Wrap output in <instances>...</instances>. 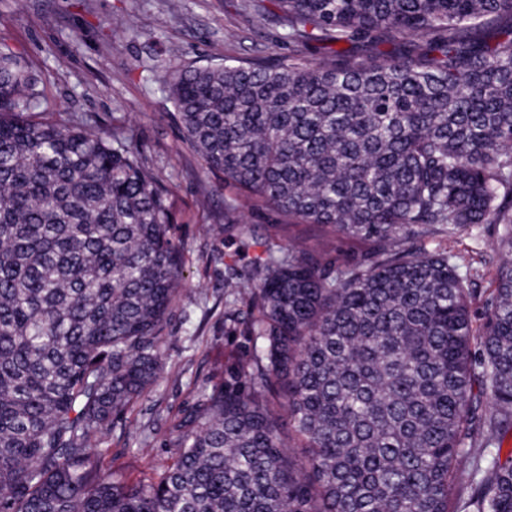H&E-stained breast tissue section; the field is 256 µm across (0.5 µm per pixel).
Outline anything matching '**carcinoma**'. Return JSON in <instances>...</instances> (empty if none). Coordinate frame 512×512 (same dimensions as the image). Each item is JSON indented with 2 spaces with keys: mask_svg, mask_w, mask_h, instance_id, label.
<instances>
[{
  "mask_svg": "<svg viewBox=\"0 0 512 512\" xmlns=\"http://www.w3.org/2000/svg\"><path fill=\"white\" fill-rule=\"evenodd\" d=\"M240 6L282 14L297 57L164 82L237 191L214 234L255 253L224 257L230 349L138 480L98 446L195 302L171 192L0 43V512H512V453L486 461L512 430V0ZM263 208L284 243L245 224ZM474 224L504 229L477 329L472 262L425 247Z\"/></svg>",
  "mask_w": 512,
  "mask_h": 512,
  "instance_id": "cac0c4a2",
  "label": "carcinoma"
}]
</instances>
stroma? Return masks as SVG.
Listing matches in <instances>:
<instances>
[{"mask_svg":"<svg viewBox=\"0 0 512 512\" xmlns=\"http://www.w3.org/2000/svg\"><path fill=\"white\" fill-rule=\"evenodd\" d=\"M127 14L126 30L109 20ZM287 24L236 9L233 0H0V41L30 61L51 69L49 94L61 119L95 117L104 131L132 130L145 162L172 191L177 234L193 305L174 304L164 325L160 380L134 402L100 446L106 460L136 479L170 461L163 448L171 424L193 405L225 345L224 263L227 239L211 226L224 210V177L201 168L196 154L170 117L172 104L161 76L191 65L232 59L285 58ZM68 65L55 70V57ZM211 198L199 210V195ZM428 250L474 255L471 307L482 311L500 260L492 225L480 224L454 238L426 241ZM147 428L156 445L137 455L127 428Z\"/></svg>","mask_w":512,"mask_h":512,"instance_id":"1","label":"stroma"}]
</instances>
